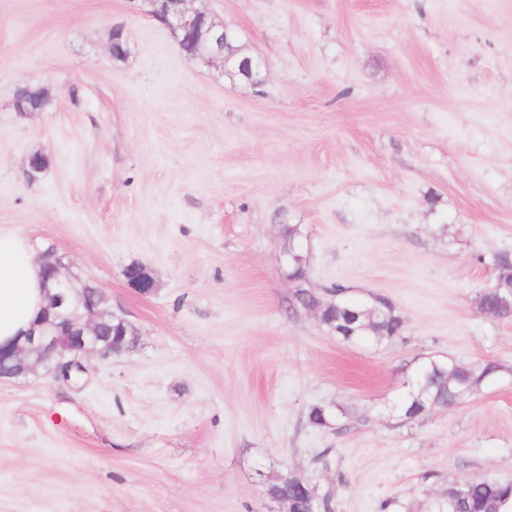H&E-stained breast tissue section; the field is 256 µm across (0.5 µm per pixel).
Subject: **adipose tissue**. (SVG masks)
Instances as JSON below:
<instances>
[{
  "label": "adipose tissue",
  "mask_w": 512,
  "mask_h": 512,
  "mask_svg": "<svg viewBox=\"0 0 512 512\" xmlns=\"http://www.w3.org/2000/svg\"><path fill=\"white\" fill-rule=\"evenodd\" d=\"M21 235L0 230V342L26 332L45 304L41 265Z\"/></svg>",
  "instance_id": "1"
}]
</instances>
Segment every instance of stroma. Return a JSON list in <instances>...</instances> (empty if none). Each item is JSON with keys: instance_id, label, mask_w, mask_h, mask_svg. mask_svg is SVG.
<instances>
[{"instance_id": "stroma-1", "label": "stroma", "mask_w": 512, "mask_h": 512, "mask_svg": "<svg viewBox=\"0 0 512 512\" xmlns=\"http://www.w3.org/2000/svg\"><path fill=\"white\" fill-rule=\"evenodd\" d=\"M194 4L261 85L187 61L132 0H0V227L137 334L77 382L0 380V512H282L260 481L281 469L334 512H429L450 480H512V321L474 304L512 253V0ZM24 84L44 110L15 112ZM291 225L308 287L387 300L403 339L294 307ZM432 356L500 370L402 422ZM328 403L345 417L309 427ZM345 414L343 408L333 404H317L308 410L307 422L310 426L317 429L331 428L334 422H337L339 416Z\"/></svg>"}]
</instances>
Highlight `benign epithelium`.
Listing matches in <instances>:
<instances>
[{
  "label": "benign epithelium",
  "mask_w": 512,
  "mask_h": 512,
  "mask_svg": "<svg viewBox=\"0 0 512 512\" xmlns=\"http://www.w3.org/2000/svg\"><path fill=\"white\" fill-rule=\"evenodd\" d=\"M136 10L159 21L175 41L191 42L208 64H218L222 73L253 85L263 81L266 64L259 58H237L225 52L237 38L232 27L209 21L211 14L190 6L191 0H138ZM53 320L33 325L24 335L0 345V379L26 376L42 364H54L57 376L70 379L73 370L83 371L81 358L112 357V326L103 322L98 309L79 312L72 306L71 266L63 258L47 254L41 259Z\"/></svg>",
  "instance_id": "7a95c632"
}]
</instances>
